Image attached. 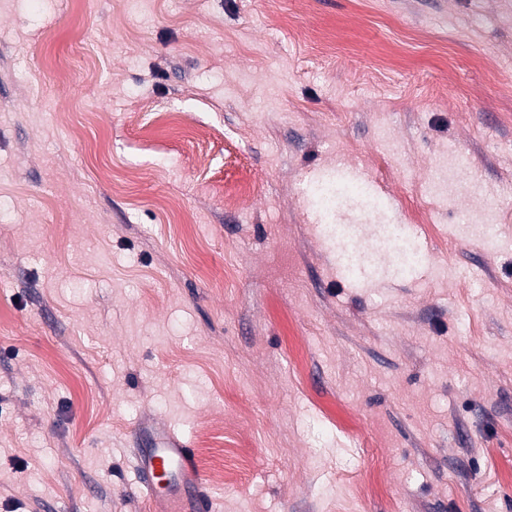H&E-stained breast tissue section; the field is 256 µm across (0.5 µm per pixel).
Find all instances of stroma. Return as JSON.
Listing matches in <instances>:
<instances>
[{"mask_svg":"<svg viewBox=\"0 0 512 512\" xmlns=\"http://www.w3.org/2000/svg\"><path fill=\"white\" fill-rule=\"evenodd\" d=\"M154 426L215 512H512V0H0V512H147ZM309 194L316 206L329 215L337 216L342 211L354 207L368 211L382 208L365 186L339 178H336V182L312 186ZM331 235L336 236L343 246V263L350 272L358 274L363 268V256L359 246L348 238L346 228L343 224H332ZM403 224H388L387 238L394 243L393 260L402 275H406L417 261V255L410 240L401 233Z\"/></svg>","mask_w":512,"mask_h":512,"instance_id":"1","label":"stroma"}]
</instances>
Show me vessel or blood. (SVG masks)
Masks as SVG:
<instances>
[{
    "mask_svg": "<svg viewBox=\"0 0 512 512\" xmlns=\"http://www.w3.org/2000/svg\"><path fill=\"white\" fill-rule=\"evenodd\" d=\"M136 467L139 494L150 512H214L195 451L181 440L150 437L136 453Z\"/></svg>",
    "mask_w": 512,
    "mask_h": 512,
    "instance_id": "1",
    "label": "vessel or blood"
}]
</instances>
